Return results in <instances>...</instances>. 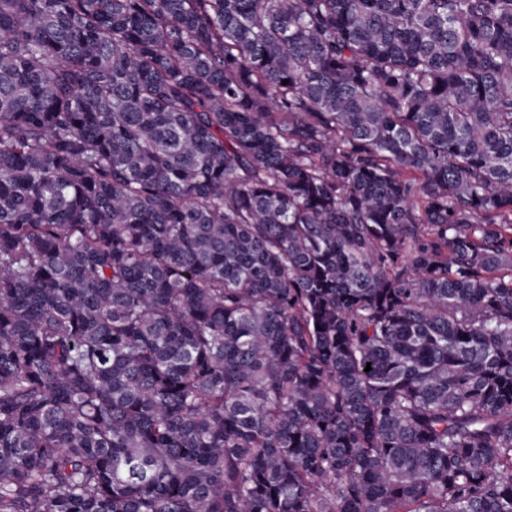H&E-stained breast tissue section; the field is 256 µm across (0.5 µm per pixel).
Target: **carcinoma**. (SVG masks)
Instances as JSON below:
<instances>
[{"label": "carcinoma", "instance_id": "obj_1", "mask_svg": "<svg viewBox=\"0 0 512 512\" xmlns=\"http://www.w3.org/2000/svg\"><path fill=\"white\" fill-rule=\"evenodd\" d=\"M0 512H512V0H0Z\"/></svg>", "mask_w": 512, "mask_h": 512}]
</instances>
